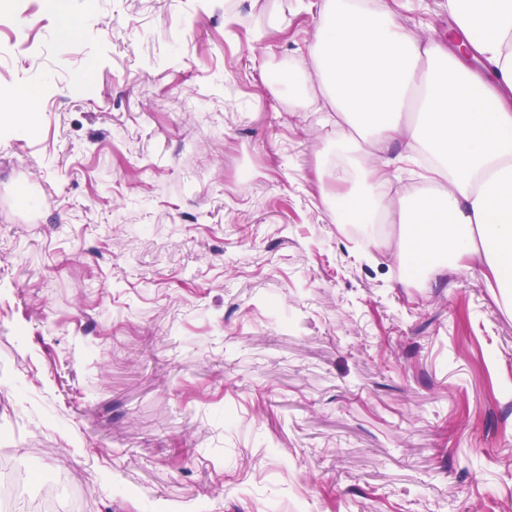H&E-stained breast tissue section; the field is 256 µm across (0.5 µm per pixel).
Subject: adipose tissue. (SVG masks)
I'll return each instance as SVG.
<instances>
[{
  "mask_svg": "<svg viewBox=\"0 0 512 512\" xmlns=\"http://www.w3.org/2000/svg\"><path fill=\"white\" fill-rule=\"evenodd\" d=\"M456 26L496 77L487 84L446 41L399 23L385 0H324L308 51L324 95L363 146L319 185L355 224H403L400 264L467 262L512 306V0H448ZM395 148L389 158L378 148ZM433 160L423 186L381 195L388 170Z\"/></svg>",
  "mask_w": 512,
  "mask_h": 512,
  "instance_id": "adipose-tissue-1",
  "label": "adipose tissue"
}]
</instances>
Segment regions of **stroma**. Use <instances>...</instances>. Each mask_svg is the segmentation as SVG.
Instances as JSON below:
<instances>
[{
    "mask_svg": "<svg viewBox=\"0 0 512 512\" xmlns=\"http://www.w3.org/2000/svg\"><path fill=\"white\" fill-rule=\"evenodd\" d=\"M318 3L0 0V448L83 512H512V309L322 206Z\"/></svg>",
    "mask_w": 512,
    "mask_h": 512,
    "instance_id": "35a3bbf8",
    "label": "stroma"
}]
</instances>
